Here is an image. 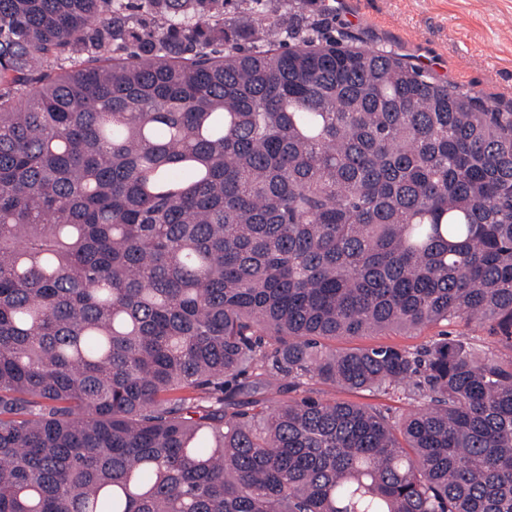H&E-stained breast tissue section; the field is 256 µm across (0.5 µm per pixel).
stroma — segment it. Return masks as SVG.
<instances>
[{
  "label": "stroma",
  "mask_w": 512,
  "mask_h": 512,
  "mask_svg": "<svg viewBox=\"0 0 512 512\" xmlns=\"http://www.w3.org/2000/svg\"><path fill=\"white\" fill-rule=\"evenodd\" d=\"M333 35L394 52L450 85L479 92L500 111L512 110V0H326ZM486 346V334L465 323L437 324L410 334L344 339L347 347L412 348L441 334ZM316 397L373 404L393 417L408 401L393 394L313 385Z\"/></svg>",
  "instance_id": "stroma-1"
}]
</instances>
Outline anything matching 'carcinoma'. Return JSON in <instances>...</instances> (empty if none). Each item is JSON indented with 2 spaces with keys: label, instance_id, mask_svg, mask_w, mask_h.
<instances>
[{
  "label": "carcinoma",
  "instance_id": "1",
  "mask_svg": "<svg viewBox=\"0 0 512 512\" xmlns=\"http://www.w3.org/2000/svg\"><path fill=\"white\" fill-rule=\"evenodd\" d=\"M227 5L0 0V512H512V112ZM448 332L452 338L464 336L470 338L479 348L487 345L486 333L474 329L473 326L460 322L450 325L445 323L429 325L410 334L403 335L398 333H383L375 336H356L347 339L336 340V347H375V346H395L398 348H412L427 343L432 338ZM309 389L313 390V396L324 400H349L357 403L373 404L378 406L384 412L388 413L390 416L396 418H399L401 415L407 412L409 408H411V405L408 401L401 399V397L398 398V395H393L392 393L383 395L370 393L368 391L352 392L342 389L337 385L335 386L330 384L304 385L300 387L297 392L290 394L273 392L269 395V397L272 400L300 398L304 395H307Z\"/></svg>",
  "mask_w": 512,
  "mask_h": 512
}]
</instances>
